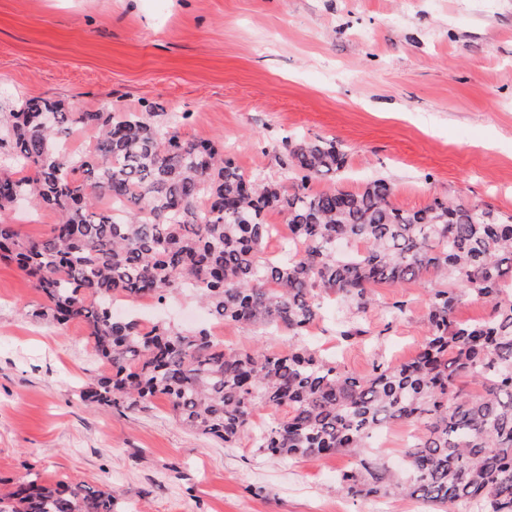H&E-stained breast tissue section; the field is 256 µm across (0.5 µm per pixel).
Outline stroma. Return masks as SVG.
<instances>
[{
    "instance_id": "obj_1",
    "label": "stroma",
    "mask_w": 512,
    "mask_h": 512,
    "mask_svg": "<svg viewBox=\"0 0 512 512\" xmlns=\"http://www.w3.org/2000/svg\"><path fill=\"white\" fill-rule=\"evenodd\" d=\"M36 96L68 108L182 116L184 137L223 144L275 178L282 137H333L337 186L382 176L395 205L460 198L512 215V0H0V110ZM372 336L338 344L329 302L305 341L368 374L413 358L422 285L376 291ZM405 316L387 325L385 306ZM42 299L0 261V496L36 474L112 494L113 512H422L399 496L336 489L352 455L283 460L183 426L165 401L103 411L81 392L103 364L85 325L36 317ZM225 345L285 349L269 327L225 325Z\"/></svg>"
}]
</instances>
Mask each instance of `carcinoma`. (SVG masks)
<instances>
[{"label": "carcinoma", "instance_id": "1", "mask_svg": "<svg viewBox=\"0 0 512 512\" xmlns=\"http://www.w3.org/2000/svg\"><path fill=\"white\" fill-rule=\"evenodd\" d=\"M88 149L67 147L75 130ZM0 214L25 198L57 222L40 237L0 222V260L16 264L44 303L38 317L81 322L108 372L83 391L101 410H147L165 399L182 423L231 444L247 434L261 454L321 460L358 456L336 477L350 497L397 495L441 509L512 512V216L463 200L397 207L382 176L361 190L316 191L336 181L347 151L336 139L288 135L272 146L281 176L247 175L224 148L184 138L150 112H71L31 97L9 113L0 149ZM285 216L292 244L266 251L270 213ZM434 278L425 339L404 363L366 377L303 337L334 296L356 318L336 335H366L375 288ZM188 296L211 317L272 325L288 348H224L206 328L145 325L112 312L118 301ZM489 307L461 321L459 302ZM269 419L254 426V416ZM414 427L401 478L374 436ZM0 512H112L102 489L16 483Z\"/></svg>", "mask_w": 512, "mask_h": 512}]
</instances>
